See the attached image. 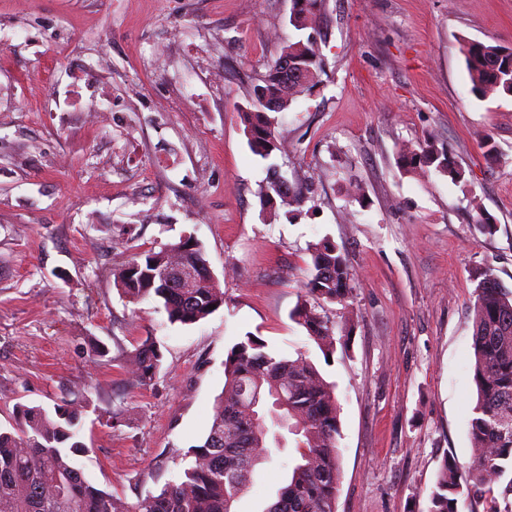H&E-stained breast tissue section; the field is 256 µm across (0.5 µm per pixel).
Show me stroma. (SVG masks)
Instances as JSON below:
<instances>
[{"mask_svg": "<svg viewBox=\"0 0 512 512\" xmlns=\"http://www.w3.org/2000/svg\"><path fill=\"white\" fill-rule=\"evenodd\" d=\"M290 9L0 0V429L16 428L18 406L79 401L85 476L135 503L189 466L226 353L251 333L282 356L308 353L336 385V512H428L444 460L472 457L480 274L512 288V99H475L461 54L467 40L512 47V0H326L325 70L277 113L290 152L270 162L238 114L294 34ZM426 140L451 150L461 182L399 169L400 148ZM272 164L290 186L314 183L273 217L257 194ZM351 181L363 200L348 197ZM477 207L494 231L471 222ZM184 234L224 290L223 307L192 325L113 283L135 254ZM325 237L354 275L328 313L356 317L329 360L289 317L308 248ZM148 336L163 367L128 389L123 354ZM91 338L109 362H88ZM288 455L273 450L237 512H261Z\"/></svg>", "mask_w": 512, "mask_h": 512, "instance_id": "stroma-1", "label": "stroma"}]
</instances>
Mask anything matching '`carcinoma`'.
<instances>
[{
    "label": "carcinoma",
    "instance_id": "carcinoma-1",
    "mask_svg": "<svg viewBox=\"0 0 512 512\" xmlns=\"http://www.w3.org/2000/svg\"><path fill=\"white\" fill-rule=\"evenodd\" d=\"M290 10L289 24L302 33L283 43L278 56L253 85L252 108L240 113L251 151L267 158L288 151L277 134L271 112H282L313 89L324 72L321 22L324 0H301ZM470 93L483 101L512 97V48L468 41L462 45ZM303 72L299 79L281 71L283 57ZM407 173H443L463 178L451 151L429 141L407 146L398 155ZM278 176L258 191L264 207L291 206L303 198L283 191ZM186 270L190 279L166 278ZM353 274L336 244L323 239L311 248L304 294L290 313L308 338L328 357L336 351L335 330H351L354 317L336 322L324 305L343 304ZM128 301L163 302L168 321L194 324L224 306V291L208 271L202 245L192 236L162 244L134 256L114 278ZM473 381L477 401L469 422L473 461L462 475L452 457L444 460L429 494L428 512H459V500L478 491L484 512H512V290L493 273L482 274L473 304ZM163 362L159 344L148 336L125 355L131 386L151 384ZM20 428L0 432V512H236L261 465L274 448L287 444L282 431L295 437L296 454L276 498L262 512H336L341 478L340 407L335 385L328 382L307 353L282 357L260 338L248 334L224 359V388L216 397L209 432L191 450L192 462L178 480L160 493L128 504L86 478L76 458L88 454L80 435L82 411L63 400L48 411L40 406L18 409ZM503 487L501 496L495 489Z\"/></svg>",
    "mask_w": 512,
    "mask_h": 512
}]
</instances>
